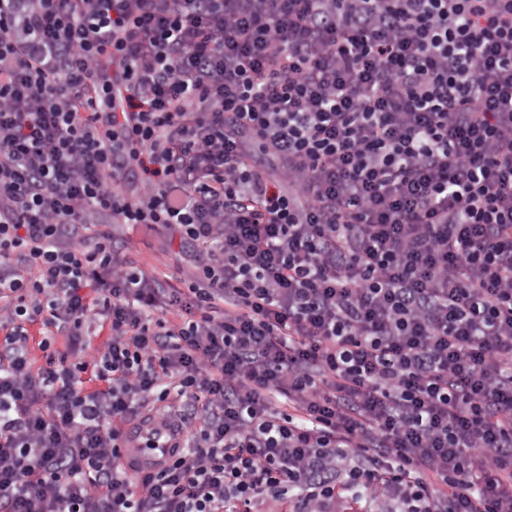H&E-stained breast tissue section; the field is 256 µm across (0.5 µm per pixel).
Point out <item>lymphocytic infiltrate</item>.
I'll return each mask as SVG.
<instances>
[{
    "mask_svg": "<svg viewBox=\"0 0 512 512\" xmlns=\"http://www.w3.org/2000/svg\"><path fill=\"white\" fill-rule=\"evenodd\" d=\"M345 492L512 512V0H0V512ZM128 235L130 240L123 255L136 261L148 272L183 287L181 282L192 275L193 266L178 260L177 242L171 249L164 234L145 228L130 231ZM169 441L167 442L168 448H145V441L140 443L143 448H135V461L139 463L151 462L156 460H165L181 451L182 437L175 435L168 431ZM175 446V447H171Z\"/></svg>",
    "mask_w": 512,
    "mask_h": 512,
    "instance_id": "1",
    "label": "lymphocytic infiltrate"
}]
</instances>
